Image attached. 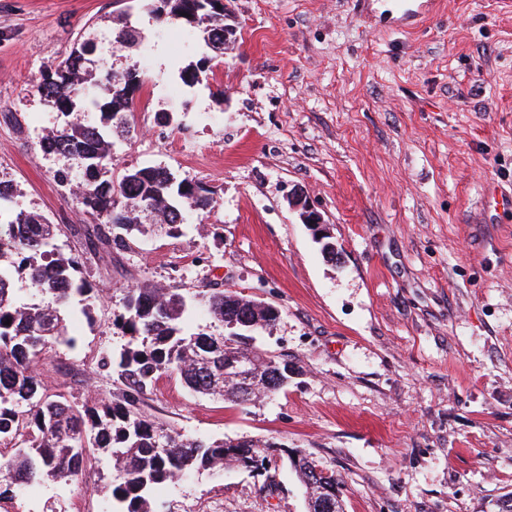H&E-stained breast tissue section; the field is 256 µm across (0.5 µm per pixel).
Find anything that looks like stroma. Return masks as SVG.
Masks as SVG:
<instances>
[{
	"label": "stroma",
	"instance_id": "obj_1",
	"mask_svg": "<svg viewBox=\"0 0 512 512\" xmlns=\"http://www.w3.org/2000/svg\"><path fill=\"white\" fill-rule=\"evenodd\" d=\"M225 7L238 40L208 85L188 87L180 73L205 51L195 28L138 6L142 42L120 50L114 0H0V179L61 226L62 253H85L89 219L54 178L68 160L39 147L60 118L33 82L79 39L96 72L133 66L154 91L136 99L113 175L160 166L216 202L180 237L85 253L94 318L74 316L75 348L40 357L45 389L120 398L101 359L127 342L114 324L126 292L219 283L278 309L253 345L293 367L287 388L242 408L165 376L147 414L190 438L312 453L341 480L345 512H512V0H427L414 25L390 0ZM296 186L341 264L290 208ZM272 476L270 493L240 467L194 471L151 508L304 512L285 462ZM107 477L102 459L82 485L21 487L0 512H113Z\"/></svg>",
	"mask_w": 512,
	"mask_h": 512
}]
</instances>
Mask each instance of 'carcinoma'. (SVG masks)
<instances>
[{
  "instance_id": "cac0c4a2",
  "label": "carcinoma",
  "mask_w": 512,
  "mask_h": 512,
  "mask_svg": "<svg viewBox=\"0 0 512 512\" xmlns=\"http://www.w3.org/2000/svg\"><path fill=\"white\" fill-rule=\"evenodd\" d=\"M142 7L164 18L199 29L205 48L224 54L236 43L237 29L205 0H141ZM113 45L130 48L140 32L124 14L112 18ZM88 41L74 43L70 53L37 84L41 98L63 117L61 128L39 140L46 154L63 156L72 167L59 170V185L72 187V172L82 181L72 191L76 206L93 221L90 246L124 247L133 232L150 229L170 237L184 233L185 213L214 208L210 191L189 179L175 181L163 167H133L118 178L110 174L117 134L130 132L135 92L143 86L136 69L104 76L111 97L100 104L91 98ZM211 58L202 56L183 74L189 85L209 79ZM100 109V123L81 119L83 105ZM18 192L0 180V446L15 453L0 460V500L13 497L14 486L33 481L77 483L95 449L110 466L108 492L116 512H151V497L192 470L228 464L256 475L269 472L273 445L248 440L188 439L148 415L144 398L163 376L177 375L192 392L218 395L239 407L288 386V361L256 351L260 389L243 399L224 382V353L246 351V337L225 322L235 309L255 319L254 331L271 325L278 310L257 304L235 291L207 288L191 296L176 286L132 288L124 297V312L116 325L129 335L118 356L104 365L124 385L118 401L105 398L78 405L63 394L43 388L34 362L56 344L73 346L67 328L76 313L93 321L98 291L84 273L83 256L64 254L55 245L61 227L17 204ZM48 298L44 304L18 301L16 277ZM207 307L217 331L189 332L183 316L195 301ZM288 465L310 495L322 497L341 484L335 471L303 450L285 451Z\"/></svg>"
}]
</instances>
